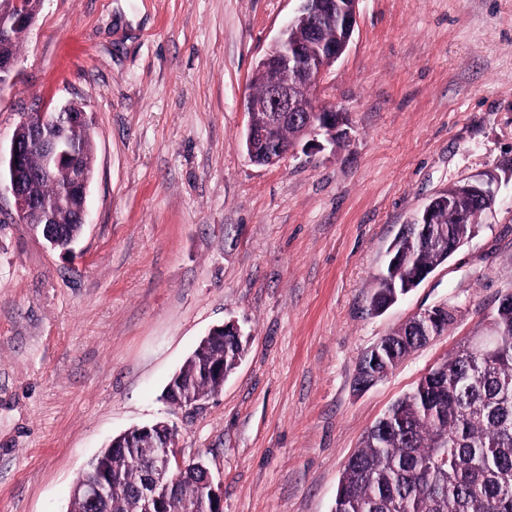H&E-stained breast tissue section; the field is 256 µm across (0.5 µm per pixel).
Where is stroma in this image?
I'll return each mask as SVG.
<instances>
[{"label": "stroma", "mask_w": 512, "mask_h": 512, "mask_svg": "<svg viewBox=\"0 0 512 512\" xmlns=\"http://www.w3.org/2000/svg\"><path fill=\"white\" fill-rule=\"evenodd\" d=\"M297 0H44L0 88V146L22 113L84 105L95 168L71 253L0 220V512H67L114 436L158 421L223 488L224 512H331L369 427L512 290V0H360L321 104L350 136L277 164L244 149L252 71ZM476 235L380 313L369 299L402 225L485 171ZM440 336L385 379L364 352L425 309ZM247 352L195 407L163 397L216 326ZM498 176L493 171H487L477 176L466 179L464 188L467 192L477 195L479 198L484 199L486 209L491 210L496 202V191L493 188L497 182Z\"/></svg>", "instance_id": "obj_1"}]
</instances>
